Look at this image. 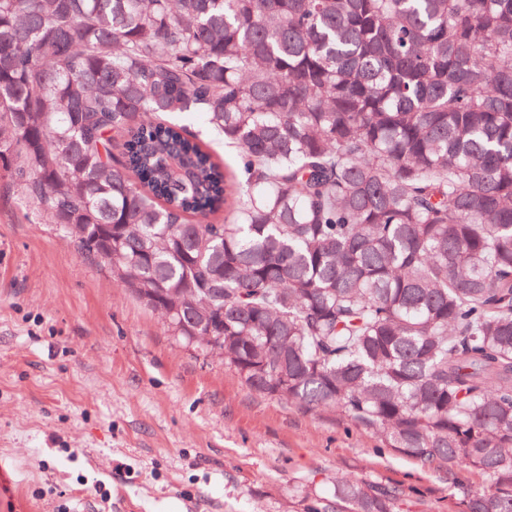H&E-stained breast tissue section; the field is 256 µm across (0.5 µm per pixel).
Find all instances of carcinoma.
Returning <instances> with one entry per match:
<instances>
[{
    "instance_id": "cac0c4a2",
    "label": "carcinoma",
    "mask_w": 512,
    "mask_h": 512,
    "mask_svg": "<svg viewBox=\"0 0 512 512\" xmlns=\"http://www.w3.org/2000/svg\"><path fill=\"white\" fill-rule=\"evenodd\" d=\"M0 169L250 389L512 512V0H0Z\"/></svg>"
}]
</instances>
